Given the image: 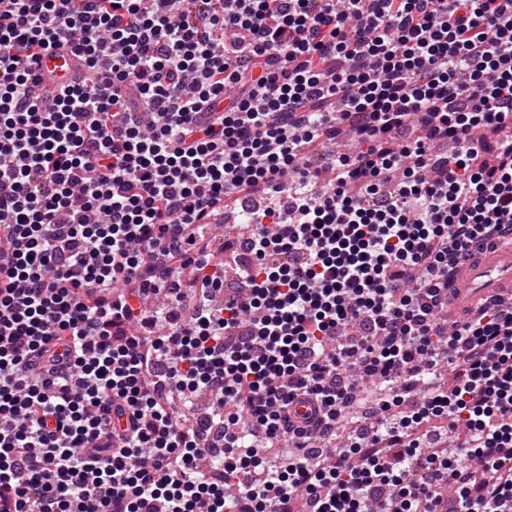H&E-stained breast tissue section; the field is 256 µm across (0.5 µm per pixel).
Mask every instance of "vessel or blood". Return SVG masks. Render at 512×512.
Masks as SVG:
<instances>
[{
  "mask_svg": "<svg viewBox=\"0 0 512 512\" xmlns=\"http://www.w3.org/2000/svg\"><path fill=\"white\" fill-rule=\"evenodd\" d=\"M84 66L67 48L57 47L45 52L35 65L38 87L48 93L69 82ZM512 292V241L480 246L468 258L456 280L448 287V301L459 317L481 301ZM290 417L298 425H306L319 414L312 399L299 396L292 400Z\"/></svg>",
  "mask_w": 512,
  "mask_h": 512,
  "instance_id": "vessel-or-blood-1",
  "label": "vessel or blood"
}]
</instances>
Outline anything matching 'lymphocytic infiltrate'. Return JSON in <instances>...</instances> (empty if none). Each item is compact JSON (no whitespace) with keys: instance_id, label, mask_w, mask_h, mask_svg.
<instances>
[{"instance_id":"1","label":"lymphocytic infiltrate","mask_w":512,"mask_h":512,"mask_svg":"<svg viewBox=\"0 0 512 512\" xmlns=\"http://www.w3.org/2000/svg\"><path fill=\"white\" fill-rule=\"evenodd\" d=\"M58 46L85 74L34 93ZM509 113L512 0H9L0 512H512V295L448 319L472 247L512 234ZM344 135L356 152L311 159ZM258 191L228 292L199 234ZM359 378L399 392L339 453ZM175 387L211 411L178 423ZM300 394L321 411L301 444Z\"/></svg>"}]
</instances>
